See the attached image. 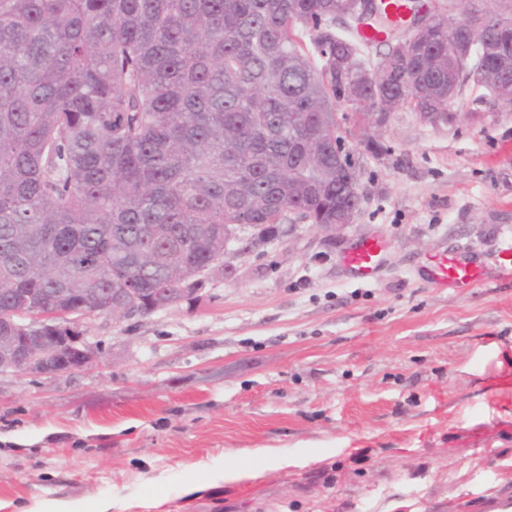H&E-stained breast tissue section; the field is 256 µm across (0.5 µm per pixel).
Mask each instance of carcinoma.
I'll list each match as a JSON object with an SVG mask.
<instances>
[{"instance_id": "1", "label": "carcinoma", "mask_w": 512, "mask_h": 512, "mask_svg": "<svg viewBox=\"0 0 512 512\" xmlns=\"http://www.w3.org/2000/svg\"><path fill=\"white\" fill-rule=\"evenodd\" d=\"M346 0H0V336L46 303L69 336L77 298L135 288L142 311L192 302L223 261L224 225L273 238L288 212L334 224L352 201L343 107L450 112L459 64L429 26L401 76L348 82L324 56L364 49L336 31ZM310 36L309 51L299 32ZM492 89L512 29L464 26ZM307 130L304 143L293 131ZM183 272L182 290L172 275Z\"/></svg>"}]
</instances>
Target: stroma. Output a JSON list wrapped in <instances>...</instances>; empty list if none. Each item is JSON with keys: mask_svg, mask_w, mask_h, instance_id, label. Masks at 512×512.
Here are the masks:
<instances>
[{"mask_svg": "<svg viewBox=\"0 0 512 512\" xmlns=\"http://www.w3.org/2000/svg\"><path fill=\"white\" fill-rule=\"evenodd\" d=\"M349 122L352 223L230 243L192 303L82 321L100 362L0 373V512H489L512 501V111ZM381 236L377 278L342 253ZM462 254L483 279L436 288ZM277 466L266 463L267 455ZM224 467L242 479L213 482Z\"/></svg>", "mask_w": 512, "mask_h": 512, "instance_id": "1", "label": "stroma"}]
</instances>
